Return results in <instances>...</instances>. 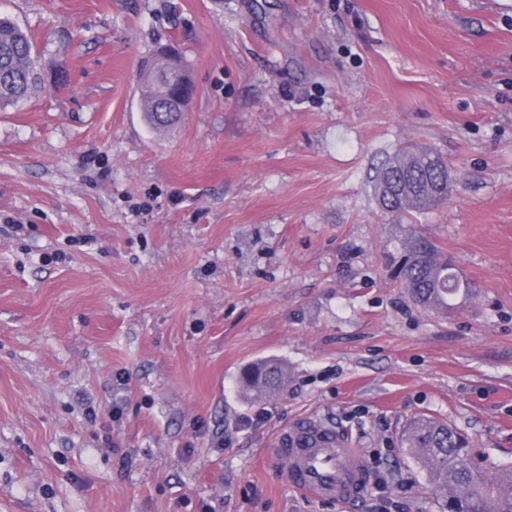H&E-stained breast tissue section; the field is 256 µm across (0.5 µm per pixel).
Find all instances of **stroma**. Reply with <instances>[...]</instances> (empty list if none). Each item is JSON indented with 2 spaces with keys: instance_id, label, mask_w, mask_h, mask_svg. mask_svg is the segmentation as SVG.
I'll use <instances>...</instances> for the list:
<instances>
[{
  "instance_id": "1",
  "label": "stroma",
  "mask_w": 512,
  "mask_h": 512,
  "mask_svg": "<svg viewBox=\"0 0 512 512\" xmlns=\"http://www.w3.org/2000/svg\"><path fill=\"white\" fill-rule=\"evenodd\" d=\"M41 65L0 108V512H377L281 480L278 435L347 432L407 512L417 416L512 463V0H0ZM197 92L159 136L139 77ZM448 162L418 230L476 282L443 314L386 265L375 169ZM288 365L269 401L238 378ZM264 421H256V414ZM167 50L173 51L174 55H167ZM151 67L154 69L147 75L144 74L140 82V101L148 125L153 129L165 128L181 119L173 121L160 112H165L168 101L181 90L184 82L192 88L193 85L181 54L173 48L161 50Z\"/></svg>"
}]
</instances>
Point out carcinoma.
<instances>
[{
    "mask_svg": "<svg viewBox=\"0 0 512 512\" xmlns=\"http://www.w3.org/2000/svg\"><path fill=\"white\" fill-rule=\"evenodd\" d=\"M143 76L140 101L153 129L175 124L163 114L168 101L190 82L179 52L163 49ZM38 56L28 32L8 17H0V107L15 105L41 83ZM448 164L431 150L405 147L384 161L374 177L379 209L409 221L448 199ZM401 263L391 274L418 306L441 312L459 297L472 295L476 283L464 277L452 259L430 238L410 227L400 241ZM286 368L273 359L248 365L241 385L251 399L262 401L282 392ZM409 454L421 465L428 482L442 495L445 512H512V466L489 476L474 462L470 441L447 423L420 417L404 434Z\"/></svg>",
    "mask_w": 512,
    "mask_h": 512,
    "instance_id": "carcinoma-1",
    "label": "carcinoma"
}]
</instances>
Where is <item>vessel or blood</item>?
I'll return each instance as SVG.
<instances>
[{"label": "vessel or blood", "instance_id": "1", "mask_svg": "<svg viewBox=\"0 0 512 512\" xmlns=\"http://www.w3.org/2000/svg\"><path fill=\"white\" fill-rule=\"evenodd\" d=\"M283 482L314 501L351 503L367 488L363 461L342 431L308 417L276 439Z\"/></svg>", "mask_w": 512, "mask_h": 512}]
</instances>
